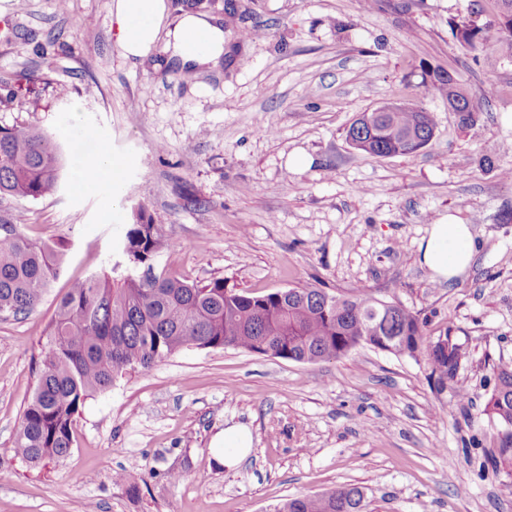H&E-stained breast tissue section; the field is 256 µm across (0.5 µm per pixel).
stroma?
I'll return each mask as SVG.
<instances>
[{
    "mask_svg": "<svg viewBox=\"0 0 512 512\" xmlns=\"http://www.w3.org/2000/svg\"><path fill=\"white\" fill-rule=\"evenodd\" d=\"M108 2L0 0V128L40 127L69 158L106 139L122 187L117 199L82 192L67 167L42 198L0 197V220L64 247L41 303L0 317V512H271L350 484L368 512H512V476L486 465L499 425L480 414L493 368L512 367V59L464 47L448 27L478 6L492 21L494 0H237L212 13L218 73L194 77L160 48L125 60ZM435 69L455 76L474 121L429 91ZM387 100L432 113L426 147L378 158L350 146L351 122ZM140 208L178 244L154 272L401 302L426 335L466 348L457 380L469 400L436 391L424 360L365 344L316 363L190 348L97 393L67 457L29 464L15 439L45 328L71 281L119 260ZM449 214L471 226L475 254L445 284L419 245ZM236 423L253 443L227 469L214 448ZM185 459L189 473L170 483Z\"/></svg>",
    "mask_w": 512,
    "mask_h": 512,
    "instance_id": "35a3bbf8",
    "label": "stroma"
}]
</instances>
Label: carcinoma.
<instances>
[{"label":"carcinoma","mask_w":512,"mask_h":512,"mask_svg":"<svg viewBox=\"0 0 512 512\" xmlns=\"http://www.w3.org/2000/svg\"><path fill=\"white\" fill-rule=\"evenodd\" d=\"M497 50L512 57V13L496 0ZM473 50L483 45V26L469 19L453 28ZM432 113L412 103L393 112L369 114L349 128L354 148L388 157L427 146L434 135ZM63 152L55 136L35 126L0 128V195L38 199L56 189ZM167 240L143 209L128 225L121 261L70 283L47 327L40 348L35 393L23 411L17 452L39 465L59 461L72 448L75 416L93 394L110 388L129 369L149 368L183 349L233 347L302 363L339 358L367 342L383 351L424 357L436 390L455 380L466 358L450 336L431 339L419 318L367 288L330 295L305 286L263 295L236 292L215 279L199 285L152 271L151 261ZM63 252L0 223V315L34 310L59 277ZM144 267L142 276L132 270ZM493 386L481 413L502 430L493 435L488 461L512 475V368L493 369ZM361 488L345 486L292 497L275 512H365Z\"/></svg>","instance_id":"1"}]
</instances>
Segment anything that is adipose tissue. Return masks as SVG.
<instances>
[{"label":"adipose tissue","mask_w":512,"mask_h":512,"mask_svg":"<svg viewBox=\"0 0 512 512\" xmlns=\"http://www.w3.org/2000/svg\"><path fill=\"white\" fill-rule=\"evenodd\" d=\"M116 43L125 58L146 59L156 44H163L171 60L190 71L210 70L224 55V30L214 18L197 13L184 15L164 28L166 0H111ZM119 163L108 142H100L93 156H78L74 170L81 188L101 185L119 189ZM420 262L437 281L460 277L471 266L474 251L470 225L446 216L432 225L420 246Z\"/></svg>","instance_id":"1"}]
</instances>
